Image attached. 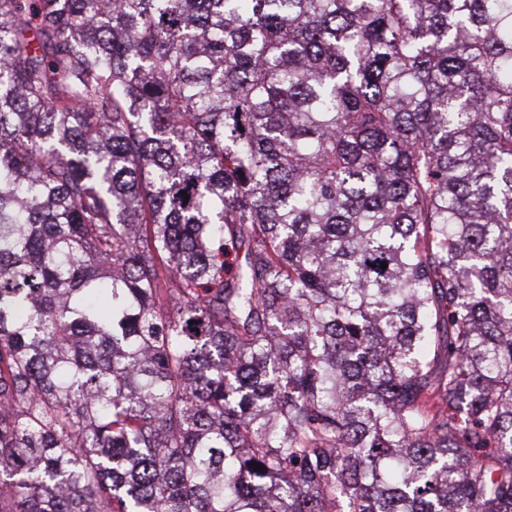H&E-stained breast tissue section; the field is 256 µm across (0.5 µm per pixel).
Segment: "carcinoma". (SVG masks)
Segmentation results:
<instances>
[{"instance_id":"obj_1","label":"carcinoma","mask_w":512,"mask_h":512,"mask_svg":"<svg viewBox=\"0 0 512 512\" xmlns=\"http://www.w3.org/2000/svg\"><path fill=\"white\" fill-rule=\"evenodd\" d=\"M0 512H512V0H0Z\"/></svg>"}]
</instances>
